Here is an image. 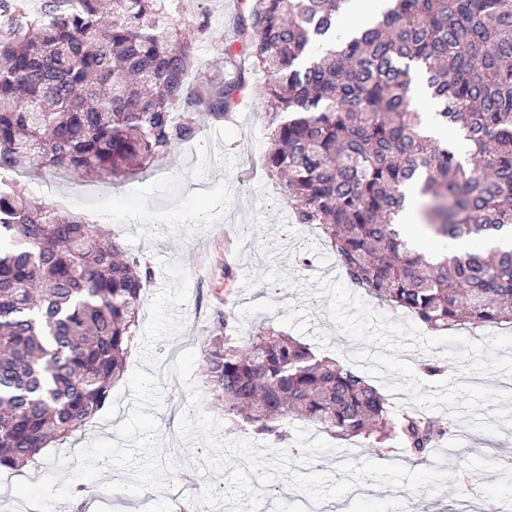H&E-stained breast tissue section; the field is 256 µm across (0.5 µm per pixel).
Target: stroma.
I'll return each mask as SVG.
<instances>
[{"instance_id":"1","label":"stroma","mask_w":512,"mask_h":512,"mask_svg":"<svg viewBox=\"0 0 512 512\" xmlns=\"http://www.w3.org/2000/svg\"><path fill=\"white\" fill-rule=\"evenodd\" d=\"M241 7V0H181L176 6L177 23L200 33L194 87L231 80L224 52ZM246 79L248 93L229 117L204 120L177 112V119H191L197 128L193 151L175 144L146 172L107 184L65 178L63 190H83L85 203L61 205V212L83 211L90 223L112 230L129 252L149 261L154 278L144 293L127 372L113 385L109 404L75 438L26 464L27 484L15 496L0 495V512H33L37 504L44 512H69L75 489L87 482L96 487L95 512H174L206 483L225 491V476L201 468L203 446L187 450L176 434L187 392L170 373L181 351L201 350L216 312L232 311L243 336L266 324L343 362L360 350L332 322L328 298L305 299L295 288L345 276L320 229L296 223L282 179L266 167L274 130L267 77L255 71ZM271 271L291 278V285L264 283ZM440 467L452 480L427 502H415V512H483L489 500L512 512V426ZM394 494L369 485L326 507L388 512Z\"/></svg>"}]
</instances>
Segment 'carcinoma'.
Here are the masks:
<instances>
[{
	"label": "carcinoma",
	"mask_w": 512,
	"mask_h": 512,
	"mask_svg": "<svg viewBox=\"0 0 512 512\" xmlns=\"http://www.w3.org/2000/svg\"><path fill=\"white\" fill-rule=\"evenodd\" d=\"M350 0H253L225 54L235 80L186 85L195 35L169 0H0V170L24 158L109 180L163 157L194 126L178 108L224 118L245 74L269 75V171L298 224H316L349 281L437 333L512 324V0H389L336 37ZM423 77L438 121L413 107ZM419 181L431 235L468 240L428 258L395 218ZM151 267L111 232L0 189V471L73 437L126 368ZM220 312L202 349L224 418L282 440L301 419L342 440L424 464L445 429L396 412L369 380L270 327L250 341Z\"/></svg>",
	"instance_id": "cac0c4a2"
}]
</instances>
